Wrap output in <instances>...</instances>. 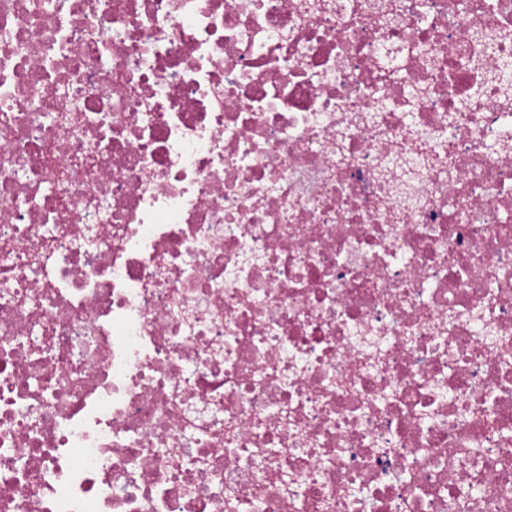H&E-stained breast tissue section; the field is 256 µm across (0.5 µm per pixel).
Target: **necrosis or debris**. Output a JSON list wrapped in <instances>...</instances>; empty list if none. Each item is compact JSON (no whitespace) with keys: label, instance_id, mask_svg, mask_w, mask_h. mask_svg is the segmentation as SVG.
Here are the masks:
<instances>
[{"label":"necrosis or debris","instance_id":"4bbe7bcc","mask_svg":"<svg viewBox=\"0 0 512 512\" xmlns=\"http://www.w3.org/2000/svg\"><path fill=\"white\" fill-rule=\"evenodd\" d=\"M512 0H0V512H512Z\"/></svg>","mask_w":512,"mask_h":512}]
</instances>
